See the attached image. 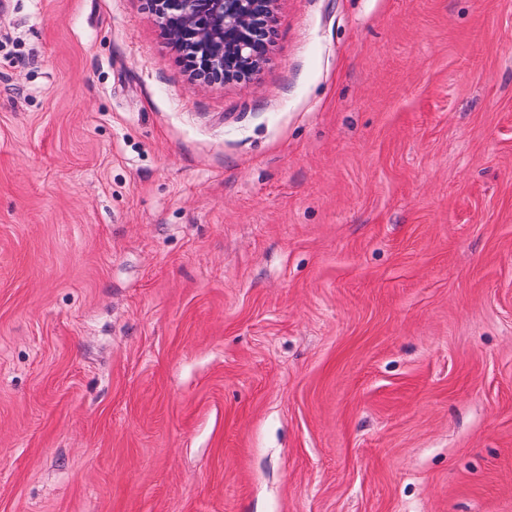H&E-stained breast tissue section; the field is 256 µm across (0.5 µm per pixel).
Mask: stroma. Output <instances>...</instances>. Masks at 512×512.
I'll list each match as a JSON object with an SVG mask.
<instances>
[{
	"label": "stroma",
	"mask_w": 512,
	"mask_h": 512,
	"mask_svg": "<svg viewBox=\"0 0 512 512\" xmlns=\"http://www.w3.org/2000/svg\"><path fill=\"white\" fill-rule=\"evenodd\" d=\"M0 0V512H512V0ZM278 0H149L194 76L210 84L249 81L269 60Z\"/></svg>",
	"instance_id": "35a3bbf8"
}]
</instances>
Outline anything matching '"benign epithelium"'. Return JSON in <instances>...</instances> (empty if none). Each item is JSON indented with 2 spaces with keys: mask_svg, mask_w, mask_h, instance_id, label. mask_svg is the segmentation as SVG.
<instances>
[{
  "mask_svg": "<svg viewBox=\"0 0 512 512\" xmlns=\"http://www.w3.org/2000/svg\"><path fill=\"white\" fill-rule=\"evenodd\" d=\"M170 42L210 84L250 80L269 60L277 0H149Z\"/></svg>",
  "mask_w": 512,
  "mask_h": 512,
  "instance_id": "1",
  "label": "benign epithelium"
}]
</instances>
